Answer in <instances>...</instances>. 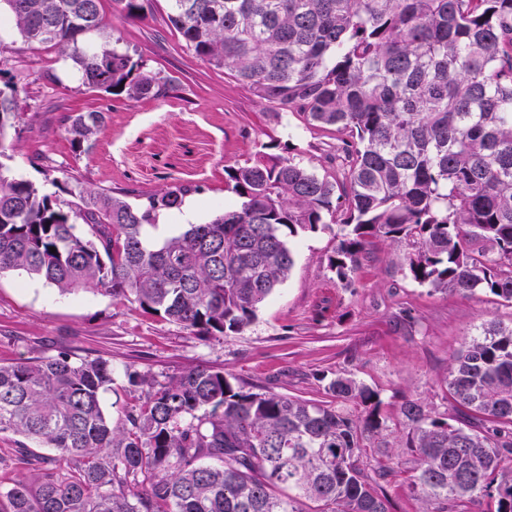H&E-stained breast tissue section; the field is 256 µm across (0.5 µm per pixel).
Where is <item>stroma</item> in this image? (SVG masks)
Returning a JSON list of instances; mask_svg holds the SVG:
<instances>
[{"instance_id":"stroma-1","label":"stroma","mask_w":512,"mask_h":512,"mask_svg":"<svg viewBox=\"0 0 512 512\" xmlns=\"http://www.w3.org/2000/svg\"><path fill=\"white\" fill-rule=\"evenodd\" d=\"M104 31L86 43L119 41L147 68L174 80L178 94L159 100L112 101L89 91L54 47L25 42L0 28V78L20 90V110L8 134L1 164L11 174L52 188L61 203L79 189L130 188L131 204L174 183L198 186L192 194L197 224L211 220L236 196L224 185L225 167L266 145H289L291 154L318 174L338 175L328 162L335 134L305 126L298 114L271 120L269 108L223 70L196 57L164 23L167 0H154L145 19L122 22L112 0H102ZM98 111L105 123L89 153L74 154L63 126L73 112ZM335 245L325 229L301 237L287 280L261 306L257 320L231 336H202L101 292L59 295L22 274L0 278V362L55 355L68 348L79 359L103 357L114 369L101 405L121 425L123 404L136 392L126 367L157 379L207 366L235 376L251 391L272 390L309 400L325 399L330 378L346 375L378 392L380 414L390 427L383 457L391 474L383 488L392 512H431L410 497L407 481L418 467L405 448L398 409L402 398L421 402L432 415L453 418L448 372L464 342L495 320L512 324V306L493 296L435 293L406 278L403 249L376 243L344 287L327 265ZM49 448L20 453L15 436H0V489L34 470L52 466Z\"/></svg>"}]
</instances>
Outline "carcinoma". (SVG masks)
Listing matches in <instances>:
<instances>
[{"instance_id": "obj_1", "label": "carcinoma", "mask_w": 512, "mask_h": 512, "mask_svg": "<svg viewBox=\"0 0 512 512\" xmlns=\"http://www.w3.org/2000/svg\"><path fill=\"white\" fill-rule=\"evenodd\" d=\"M150 0H112L122 21ZM168 25L278 119L341 135V180L262 150L224 167L238 203L152 240L148 228L199 187L174 184L133 206L126 189L62 207L0 164V276L73 295L99 291L204 335L242 332L294 265L291 240L337 225L328 267L350 286L377 242L404 248V275L433 292L512 305V0H167ZM57 46L82 83L115 100L177 95L169 78L108 42L101 0H0V22ZM18 89L0 83V157ZM105 115L66 117L88 153ZM56 251H50V248ZM143 400L112 426L100 394L112 364L62 350L0 364V435L51 448V468L0 491V512H390L363 467L388 424L378 394L350 376L328 399L252 392L222 370L157 380L131 367ZM453 422L405 399L408 491L432 512H512V326L464 344L447 380ZM351 403L369 408L361 418Z\"/></svg>"}]
</instances>
